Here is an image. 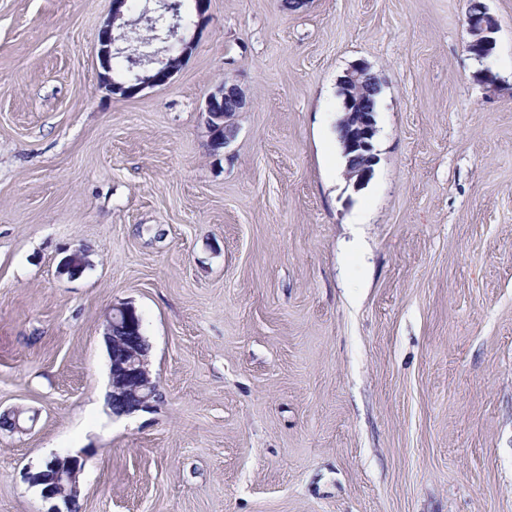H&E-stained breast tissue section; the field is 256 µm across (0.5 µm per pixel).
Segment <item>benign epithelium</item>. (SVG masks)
Instances as JSON below:
<instances>
[{"label": "benign epithelium", "instance_id": "benign-epithelium-1", "mask_svg": "<svg viewBox=\"0 0 512 512\" xmlns=\"http://www.w3.org/2000/svg\"><path fill=\"white\" fill-rule=\"evenodd\" d=\"M210 0H194L193 21L184 23L172 12L168 0H156V7L144 5L142 16L147 21L165 20V30L153 27L154 35L148 39L129 37V47H115L114 30L128 25L125 14L130 10L129 0H111L110 14L98 32V57L105 71L103 83L112 93L132 98L147 87L166 85L182 67L195 36L208 21ZM498 23L486 10L466 16L467 39L463 48L472 58L482 61L495 47ZM125 55L129 63V76L113 77V59ZM341 82L352 89L342 100L343 116L338 128L344 153L354 154L356 162L347 165L346 179L357 187L373 173L377 162L374 141L377 135L375 113L371 112L368 94L379 86V80L364 62L351 65ZM246 106L242 91L234 84L222 83L209 93L204 112L211 136L219 145L228 144L236 135L234 115ZM83 268L80 254L67 256L59 266V273L73 278ZM105 342L110 359V392L108 404L112 414L130 415L153 407L157 401L158 385L153 380L148 363V345L142 333L141 318L128 304L112 306L107 317ZM84 459L76 454H54L35 472L26 473L30 486L40 489L44 501L51 502L47 512H75L80 493V476Z\"/></svg>", "mask_w": 512, "mask_h": 512}]
</instances>
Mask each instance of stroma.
Returning a JSON list of instances; mask_svg holds the SVG:
<instances>
[{
    "label": "stroma",
    "instance_id": "1",
    "mask_svg": "<svg viewBox=\"0 0 512 512\" xmlns=\"http://www.w3.org/2000/svg\"><path fill=\"white\" fill-rule=\"evenodd\" d=\"M210 0L164 86L105 89L109 0H0V512H512V0ZM382 82L361 188L339 82ZM497 77L480 83V67ZM246 107L226 148L203 108ZM80 252L76 277L61 261ZM131 303L160 398L102 403ZM498 31V23L485 7L478 13L466 16L467 39L464 41L465 52L475 60L487 59L493 52ZM246 106L242 91L234 84L221 83L205 100L206 123L217 145L225 147L236 135L234 115ZM84 459L76 454H53L35 472L26 473L31 487L40 489L44 501L52 502L46 512H75L80 493Z\"/></svg>",
    "mask_w": 512,
    "mask_h": 512
}]
</instances>
